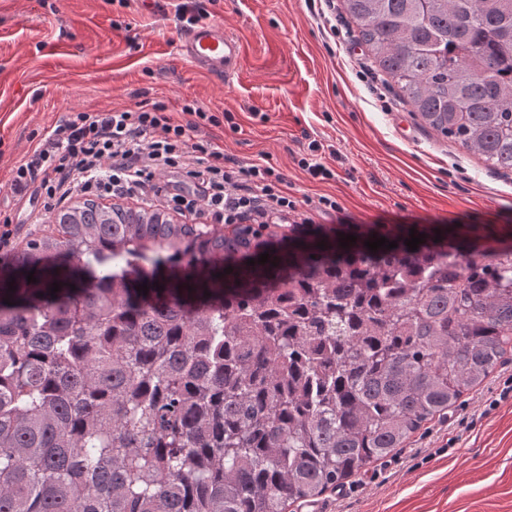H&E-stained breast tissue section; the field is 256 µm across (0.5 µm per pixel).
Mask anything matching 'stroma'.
Segmentation results:
<instances>
[{
    "label": "stroma",
    "instance_id": "35a3bbf8",
    "mask_svg": "<svg viewBox=\"0 0 512 512\" xmlns=\"http://www.w3.org/2000/svg\"><path fill=\"white\" fill-rule=\"evenodd\" d=\"M181 0H0V214L14 249L55 231L34 223L10 190L13 168L75 111L194 101L230 121L204 126L241 164L263 163L303 212L336 200L358 224H493L512 234V172L437 135L376 73L342 0H208L212 19L246 47L240 71L218 79L182 55ZM334 172L298 161L311 141ZM288 512H512V360L448 414L427 422L368 470Z\"/></svg>",
    "mask_w": 512,
    "mask_h": 512
}]
</instances>
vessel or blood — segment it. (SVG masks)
Segmentation results:
<instances>
[{"instance_id":"obj_1","label":"vessel or blood","mask_w":512,"mask_h":512,"mask_svg":"<svg viewBox=\"0 0 512 512\" xmlns=\"http://www.w3.org/2000/svg\"><path fill=\"white\" fill-rule=\"evenodd\" d=\"M179 48L197 68L224 77L239 72L245 55L241 41L228 34L223 23L216 20L186 29L181 35Z\"/></svg>"}]
</instances>
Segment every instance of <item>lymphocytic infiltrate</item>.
I'll list each match as a JSON object with an SVG mask.
<instances>
[{
	"label": "lymphocytic infiltrate",
	"mask_w": 512,
	"mask_h": 512,
	"mask_svg": "<svg viewBox=\"0 0 512 512\" xmlns=\"http://www.w3.org/2000/svg\"><path fill=\"white\" fill-rule=\"evenodd\" d=\"M185 122L173 120L162 102L108 112L70 115L13 172L16 196L38 199L51 211L74 194L118 196L152 203L161 194L157 173L175 169L199 186L200 196L171 193L178 212L196 213L205 206L217 224L246 222L266 229L281 224H308L284 179L274 168L254 163L231 167L210 143L192 142L203 125H219L217 115L198 104L182 107Z\"/></svg>",
	"instance_id": "lymphocytic-infiltrate-1"
}]
</instances>
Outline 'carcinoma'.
I'll return each instance as SVG.
<instances>
[{"instance_id": "cac0c4a2", "label": "carcinoma", "mask_w": 512, "mask_h": 512, "mask_svg": "<svg viewBox=\"0 0 512 512\" xmlns=\"http://www.w3.org/2000/svg\"><path fill=\"white\" fill-rule=\"evenodd\" d=\"M342 2L413 114L511 172L512 0ZM54 220L0 265V512H286L512 344V244L476 225L291 224L276 245L92 199Z\"/></svg>"}]
</instances>
